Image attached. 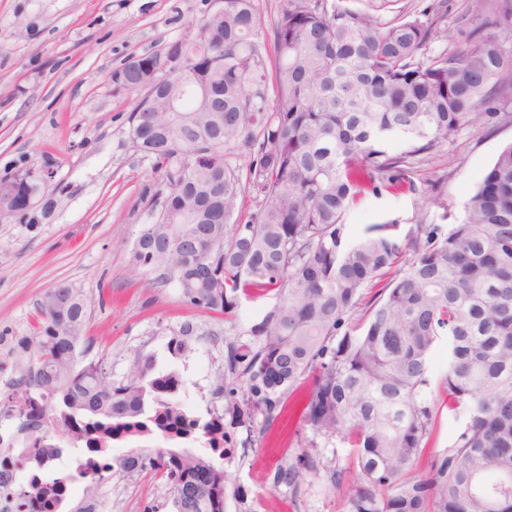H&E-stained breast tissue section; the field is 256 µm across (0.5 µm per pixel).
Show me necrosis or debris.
I'll return each instance as SVG.
<instances>
[{"mask_svg":"<svg viewBox=\"0 0 512 512\" xmlns=\"http://www.w3.org/2000/svg\"><path fill=\"white\" fill-rule=\"evenodd\" d=\"M163 396L179 408L169 438L193 443L203 419L195 409L188 381L176 376ZM121 442V437L114 436L106 446L91 449L85 441H67L55 456L40 459L30 449L17 447L13 430L0 429V512H75L79 507L102 512L100 501L85 500L83 490L91 480L110 488L115 461L128 455Z\"/></svg>","mask_w":512,"mask_h":512,"instance_id":"obj_1","label":"necrosis or debris"}]
</instances>
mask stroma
Here are the masks:
<instances>
[{
    "label": "stroma",
    "instance_id": "obj_1",
    "mask_svg": "<svg viewBox=\"0 0 512 512\" xmlns=\"http://www.w3.org/2000/svg\"><path fill=\"white\" fill-rule=\"evenodd\" d=\"M337 2L384 23L440 7L443 34L430 44L432 56L463 47L470 27L466 0ZM214 8L215 0H0V181L44 168L53 172L34 196L36 206L48 208L40 223L0 221V402L21 393L16 337L32 334L37 303L64 282L87 305L85 361H103L115 379L144 358L154 373L166 372V342L192 323L197 332L184 356L190 363L206 358L199 411L223 410L215 394L224 371L223 317L185 304L177 288L132 260V243L152 220L162 175L129 136L136 96L114 93L111 81L133 57L191 41ZM510 143L509 121L488 131L462 128L419 158L415 192L369 196L352 207L345 216L349 240L357 241L371 224H396L403 235L416 224L447 229L461 223L478 182ZM434 182L444 207L427 201ZM302 404V393H295L260 451L225 459L220 467L260 497L259 512H346L342 492L320 480L294 509L286 492H268V472L296 446ZM148 498L169 512L165 489L151 475L113 474L112 512H143Z\"/></svg>",
    "mask_w": 512,
    "mask_h": 512
}]
</instances>
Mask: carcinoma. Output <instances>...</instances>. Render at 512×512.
Masks as SVG:
<instances>
[{
    "label": "carcinoma",
    "instance_id": "cac0c4a2",
    "mask_svg": "<svg viewBox=\"0 0 512 512\" xmlns=\"http://www.w3.org/2000/svg\"><path fill=\"white\" fill-rule=\"evenodd\" d=\"M467 12L465 46L429 57L437 19L383 24L332 0H278L270 103L265 19L255 0H224L193 42L165 53L171 65L130 117L132 143L166 186L133 262L228 323L224 441L245 437L223 455L256 451L261 428L309 382L300 420L311 435L270 474V489L293 502L322 479L347 486V512H512V143L477 184L465 220L446 232L415 224L402 238L392 224H372L352 243L344 224L364 194L415 190L411 158L466 126L512 120L494 106L512 86V56L494 33L512 27V0L495 14L489 0H469ZM196 54L209 66H188ZM141 81L112 74L117 93L138 94ZM398 139L405 149L393 153ZM236 149L250 155L244 179L228 160ZM248 185L261 196L257 212L233 224ZM15 215L37 223L20 204L0 212ZM270 293L276 303L237 329L242 302ZM37 310L38 329L14 346L21 398L46 397L22 425L28 447L52 451L41 428L48 417L61 436L78 420L104 435L116 424L164 436L178 413L160 394L170 379L147 361L119 381L99 361L78 366L87 310L70 285L47 291ZM438 350L445 370L435 378ZM444 414L460 428L432 453ZM117 471L151 473L176 512H224L229 497L237 512L256 510L244 487L195 454L133 452ZM201 473L208 487L190 491Z\"/></svg>",
    "mask_w": 512,
    "mask_h": 512
}]
</instances>
